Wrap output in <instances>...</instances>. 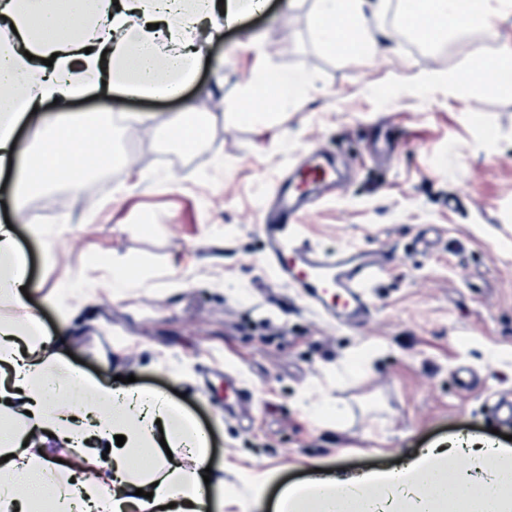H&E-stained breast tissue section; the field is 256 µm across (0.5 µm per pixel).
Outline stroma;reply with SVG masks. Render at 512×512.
<instances>
[{
  "label": "stroma",
  "mask_w": 512,
  "mask_h": 512,
  "mask_svg": "<svg viewBox=\"0 0 512 512\" xmlns=\"http://www.w3.org/2000/svg\"><path fill=\"white\" fill-rule=\"evenodd\" d=\"M263 2L206 45L186 90L213 118L203 148L156 133L180 102L81 100L73 112L135 115L113 134L130 168L77 202L59 180L40 206L65 222L41 211L13 232L56 352L105 385L133 376L194 419L234 492L224 512H274L279 489L316 469L393 470L437 443L512 435L492 410L512 396V96L424 85L467 68L474 47H512V15L419 51L395 0H368L381 49L352 60L322 47L314 0ZM263 63L305 75L308 92L283 118L236 120ZM312 147L344 177L305 214L310 243L391 255L359 328L317 316L263 262L260 205ZM117 269L133 279L113 299ZM367 344L376 352L358 357ZM462 369L476 377L467 391ZM252 471L273 474L258 498L241 488Z\"/></svg>",
  "instance_id": "35a3bbf8"
}]
</instances>
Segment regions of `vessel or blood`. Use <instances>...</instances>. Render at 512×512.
<instances>
[{
    "label": "vessel or blood",
    "instance_id": "b4317fda",
    "mask_svg": "<svg viewBox=\"0 0 512 512\" xmlns=\"http://www.w3.org/2000/svg\"><path fill=\"white\" fill-rule=\"evenodd\" d=\"M310 181L335 183L330 156L313 153L298 175L278 189L274 208L260 224L264 261L318 315L340 324L365 322L371 315L370 288L386 268V255L362 248L327 252L308 243L300 219L312 202L304 189Z\"/></svg>",
    "mask_w": 512,
    "mask_h": 512
}]
</instances>
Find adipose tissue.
Instances as JSON below:
<instances>
[{
	"mask_svg": "<svg viewBox=\"0 0 512 512\" xmlns=\"http://www.w3.org/2000/svg\"><path fill=\"white\" fill-rule=\"evenodd\" d=\"M255 0H0V174L17 162L16 132L33 108L56 102L63 116L43 117L35 128L45 151L26 178L44 186L61 166L72 172L70 189L80 198L84 176L97 165L76 144L109 135L116 117L98 112L84 118L71 103L87 95L111 99L183 98L174 123L158 125L161 136L197 145L211 119L199 115L183 92L195 74L205 46L223 26L254 7ZM366 0H318L316 31L332 52L350 57L378 49L365 11ZM429 38L456 32L462 15L484 28L491 15L512 13V0H428ZM473 55L482 66L479 80L462 70L430 75L449 90L472 97L493 92L512 96V48L492 56ZM307 81L263 69L244 90L253 120L268 111H288L305 95ZM0 255L12 256L0 292L22 300L28 285L26 263L16 256L13 232L0 226ZM25 324H0L4 336H32L31 358L18 372L28 412L0 438V512H35L50 498L52 512H224L223 479L204 480L209 464L202 432L183 413L154 394L122 393L68 368L53 352L54 338L41 335L32 312ZM54 380L75 384V396H47ZM55 436L77 451L69 463L51 466L47 453L30 445L31 435ZM125 436L116 446V436ZM80 498L72 500L71 487ZM282 512H512V448L472 440L467 448H427L397 473L349 478L326 477L284 488Z\"/></svg>",
	"mask_w": 512,
	"mask_h": 512,
	"instance_id": "adipose-tissue-1",
	"label": "adipose tissue"
}]
</instances>
